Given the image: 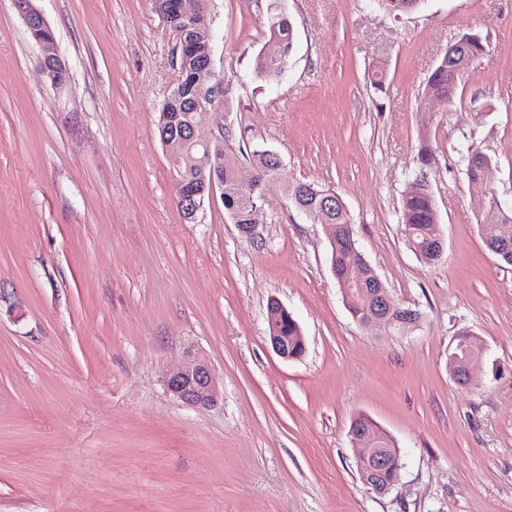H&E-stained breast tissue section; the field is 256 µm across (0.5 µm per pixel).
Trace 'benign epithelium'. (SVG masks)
Segmentation results:
<instances>
[{"label":"benign epithelium","instance_id":"1","mask_svg":"<svg viewBox=\"0 0 512 512\" xmlns=\"http://www.w3.org/2000/svg\"><path fill=\"white\" fill-rule=\"evenodd\" d=\"M13 6L23 19L35 45L39 49L38 66L41 73L55 86L63 85L68 78L65 67L59 66L56 41L53 36L46 34L49 25L43 15L34 6V0H13ZM195 10L188 6V0H179L177 7L164 16V21L174 32L177 40V51L196 52L202 57V62L194 71L191 79L192 87L196 89L194 96L193 112L189 123L188 136L192 146L196 147L201 158L198 163L202 170L209 171L210 187L209 197H214L218 192H224V179L219 177L224 170V153L221 152L223 142L214 136L205 138L197 130L196 116L208 109L219 110L224 103V83L216 76L213 67V31H207L204 38L197 42L194 39H185V35L191 29V19ZM199 193L184 185H179L178 198L186 203V209L192 215L203 207L204 202L198 200ZM486 240L491 248L503 256L512 254V243L502 239L498 233V225H492ZM357 263L345 261L341 264L331 265L332 272L342 288L344 297H349L352 291L362 283V280L352 276ZM373 307L367 316L360 320L364 325L373 323L389 326L395 322H403L407 318L417 317V313L399 307L380 286L378 281H372ZM476 357L471 356L460 363L452 358L448 363L449 370L453 373L454 380L461 386L469 385L471 381V367ZM167 388L176 397L193 406H207L217 398V390L211 375L209 365L197 359H191L179 369L170 374L167 380ZM384 432L380 428L367 431H351L350 436L354 444L365 448L356 462L357 472L361 483L368 490L384 495L391 489V485L380 480L381 472L398 459V456L388 457L384 449L379 447Z\"/></svg>","mask_w":512,"mask_h":512}]
</instances>
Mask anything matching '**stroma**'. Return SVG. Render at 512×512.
<instances>
[{"label": "stroma", "mask_w": 512, "mask_h": 512, "mask_svg": "<svg viewBox=\"0 0 512 512\" xmlns=\"http://www.w3.org/2000/svg\"><path fill=\"white\" fill-rule=\"evenodd\" d=\"M69 81L53 86L11 0H0V512H512V266L486 246L468 151L512 208V0H283L288 65L253 69L268 0H209L221 111L198 117L239 157L282 162L241 235L221 199L177 206L157 132L177 77L176 37L153 0H34ZM486 46L448 105L424 86L448 46ZM382 70V84L373 73ZM433 157L422 163V144ZM426 177L444 252L426 263L400 197ZM331 186L357 252L395 302L398 329L359 324L331 270L330 236L288 198ZM278 300L306 344L269 342ZM484 352L461 387L448 348ZM219 396L166 386L188 358ZM366 416L404 467L380 496L350 437Z\"/></svg>", "instance_id": "obj_1"}]
</instances>
